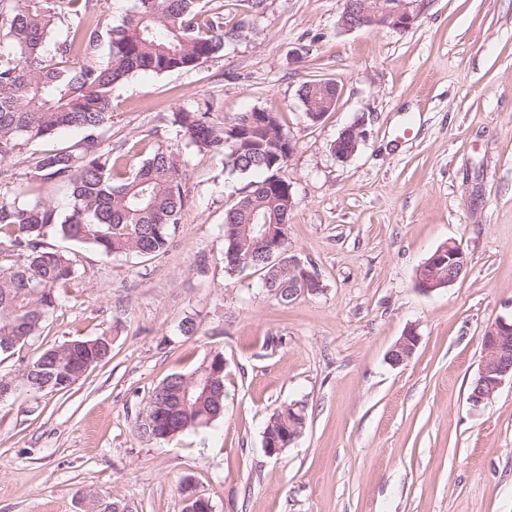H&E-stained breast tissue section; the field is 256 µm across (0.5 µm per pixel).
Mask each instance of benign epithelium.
<instances>
[{
  "mask_svg": "<svg viewBox=\"0 0 512 512\" xmlns=\"http://www.w3.org/2000/svg\"><path fill=\"white\" fill-rule=\"evenodd\" d=\"M419 11L410 9L406 0H342L339 24L345 30L365 27L389 28L406 31L413 26ZM318 88H329L331 93L322 95L316 102L304 103L306 116L317 123L322 120L320 113L334 110L340 96L339 86L330 81L314 83ZM366 115L358 116L337 137L333 145L336 161L348 162L357 152L366 137ZM467 256L463 247L455 240L439 246L417 269L416 277L420 288L431 293L455 284L467 270ZM291 272L300 273L297 287L289 291L288 298L297 299L306 294H316L319 279L305 270L298 259L288 264ZM420 342V336L410 328L389 351V361L394 365L406 362L412 357ZM512 378V318H500L492 323L482 337V362L473 385L469 402L478 407L491 399L507 378ZM304 405L295 402L286 408L280 419L272 420L264 436V450L269 456L282 453L302 435L305 425ZM185 512H209V501L193 490L184 492Z\"/></svg>",
  "mask_w": 512,
  "mask_h": 512,
  "instance_id": "benign-epithelium-1",
  "label": "benign epithelium"
}]
</instances>
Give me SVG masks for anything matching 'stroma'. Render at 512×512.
<instances>
[{
	"label": "stroma",
	"instance_id": "35a3bbf8",
	"mask_svg": "<svg viewBox=\"0 0 512 512\" xmlns=\"http://www.w3.org/2000/svg\"><path fill=\"white\" fill-rule=\"evenodd\" d=\"M341 3L202 0L233 34L220 56L114 87L104 148L132 163L176 149L189 205L152 259L48 236L80 275L0 377L74 338L109 335L112 354L70 390L0 400V512H83L84 493L183 512L186 480L212 512H512V383L468 401L486 327L512 316V0H426L403 32L345 30ZM313 79L340 88L317 123L299 95ZM204 104L217 120L279 113L296 142L288 253L319 293L284 304L261 271L226 268L224 212L250 178L177 138L173 112ZM362 114L339 163L333 144ZM451 239L465 275L423 292L417 269ZM410 328L415 353L391 365ZM217 352L223 417L168 440L134 431L154 387ZM294 402L303 435L266 455L269 417ZM366 124V115L362 114L339 134L333 145V154L338 162L346 163L355 155L366 137Z\"/></svg>",
	"mask_w": 512,
	"mask_h": 512
}]
</instances>
